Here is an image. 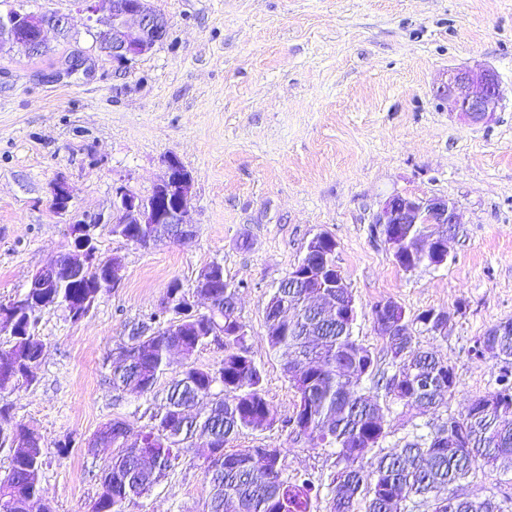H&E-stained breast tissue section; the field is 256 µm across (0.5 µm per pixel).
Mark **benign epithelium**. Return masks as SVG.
<instances>
[{
	"instance_id": "7a95c632",
	"label": "benign epithelium",
	"mask_w": 512,
	"mask_h": 512,
	"mask_svg": "<svg viewBox=\"0 0 512 512\" xmlns=\"http://www.w3.org/2000/svg\"><path fill=\"white\" fill-rule=\"evenodd\" d=\"M87 19L105 11L109 16L107 29L99 32L98 51L120 66L130 64L136 58L149 52L167 33L166 16L155 10L149 0H79ZM51 28L66 32L70 28L65 15L50 13L33 15L9 11L0 14V53L5 47L21 46L32 53L35 49H46L45 30ZM438 97L448 108L462 119L478 124L486 122L499 111L503 104L499 76L496 70L485 64L461 66L448 69L447 80L438 91ZM165 173L155 184L154 198L146 200L126 185L115 188L113 199L112 226L121 229L127 224H172L175 236L187 241L195 230L190 221L193 179L180 160L170 155L164 160ZM72 199L69 186L59 181L54 185L52 206L59 213H66ZM375 223L382 229L384 242L392 253L401 252L403 242L386 231L389 224H419L427 237L426 264L439 266L448 255V239L455 225L460 223L454 202L443 197H427L394 193L389 195L375 217ZM91 225L85 221L72 224L75 251L69 253L70 273L75 275L106 274L108 284L117 282L121 258L100 252L90 233ZM331 237L319 233L310 239L301 261L288 272V281L301 285L319 272L329 282V287L338 289L336 294H326L331 309L346 304V296L339 289L348 287L346 279L332 257L336 248L324 255L323 264L312 270L309 258ZM219 263L203 267L194 282V287L205 288L208 282L222 276ZM58 274L57 263L39 269L28 283L30 288H40Z\"/></svg>"
}]
</instances>
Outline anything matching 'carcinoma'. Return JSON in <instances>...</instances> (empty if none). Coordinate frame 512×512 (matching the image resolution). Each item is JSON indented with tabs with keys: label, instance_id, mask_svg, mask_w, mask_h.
Returning a JSON list of instances; mask_svg holds the SVG:
<instances>
[{
	"label": "carcinoma",
	"instance_id": "obj_1",
	"mask_svg": "<svg viewBox=\"0 0 512 512\" xmlns=\"http://www.w3.org/2000/svg\"><path fill=\"white\" fill-rule=\"evenodd\" d=\"M407 246L422 244L418 224H399ZM166 224L133 225L130 241L145 246L166 238ZM278 288L265 310L267 340L284 359L294 390L293 413L283 420L308 447L333 448L336 471L327 484L329 512H512V497L468 498L456 493L458 483L479 471H512V373H498L496 388L475 398L467 412L449 414L426 434L389 450V405L392 399L419 415H437L447 406L456 382L453 365L433 351L416 347L415 332L435 334L443 311L427 309L407 316L390 303L386 336L392 366L412 373L416 383L398 391L390 376L378 371L373 352L353 336L356 307H342L322 316L312 304L319 288ZM110 288L97 287V277L74 279L60 260L58 281L46 288H29V302L13 298L0 303L11 314L12 328L0 344V391L36 382L34 369L44 352L36 325L49 307H61L73 320L91 310ZM213 312L185 316L173 323L159 312L150 323L133 330L130 343L118 347L120 362L112 369V390L150 393L170 366L172 352L188 360L210 339L212 313L223 318L224 360L216 369L191 364L169 386L163 411L129 439L130 424L122 418L103 423L93 435L98 446L112 448L99 475V487L89 512H123V504L148 491L172 469L181 450L197 444L208 449L205 469L209 483L206 512H312L320 488L288 474L285 451L259 448L228 453L226 445L244 429L263 430L274 423L265 398L262 373L247 344L246 325L236 301V289L216 282L207 289ZM480 360L512 368V319L502 321L475 343ZM375 387L364 391V379ZM9 452L8 471L0 474V512H54L42 498L46 446L41 435L22 423L0 425V447Z\"/></svg>",
	"mask_w": 512,
	"mask_h": 512
}]
</instances>
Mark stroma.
Masks as SVG:
<instances>
[{
    "label": "stroma",
    "instance_id": "1",
    "mask_svg": "<svg viewBox=\"0 0 512 512\" xmlns=\"http://www.w3.org/2000/svg\"><path fill=\"white\" fill-rule=\"evenodd\" d=\"M168 19L165 39L127 67L101 56L107 13L88 21L76 0H0V10L69 15L50 51L0 54V302L70 249L73 218L99 219L97 245L122 259L118 285L80 320L44 311L45 344L34 385L0 392V405L48 446L42 486L55 512H87L110 451L87 441L112 418L147 423L186 361L173 355L153 392L113 391L112 353L158 312L167 286L190 287L217 261L237 288L251 355L276 418L243 430L227 452L285 448L289 473L327 484L333 449L308 450L280 421L295 397L268 346L273 290L319 233L355 299L354 335L387 364L372 309L399 303L408 316L450 313L444 336L417 347L448 358L465 412L495 387L498 365L471 347L512 318V0H152ZM77 71H69L72 58ZM476 63L498 73L505 101L480 124L440 106L449 68ZM176 156L193 177L191 240L148 248L109 234L114 190L149 196ZM65 181L69 213L54 212ZM454 202L460 222L439 267H399L373 221L394 193ZM385 448L429 432L436 418L391 404ZM68 444L59 454V444ZM204 452L187 448L150 492L123 512H203Z\"/></svg>",
    "mask_w": 512,
    "mask_h": 512
}]
</instances>
